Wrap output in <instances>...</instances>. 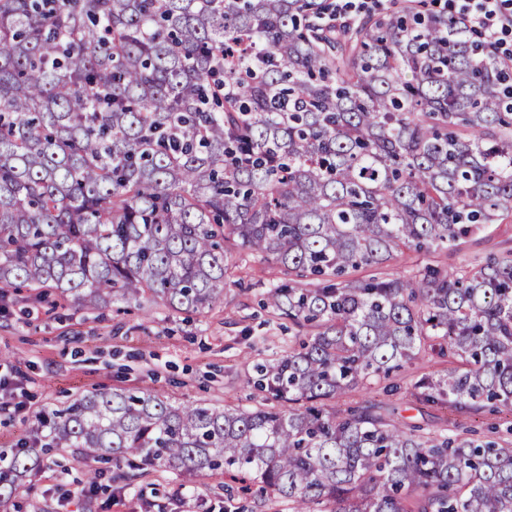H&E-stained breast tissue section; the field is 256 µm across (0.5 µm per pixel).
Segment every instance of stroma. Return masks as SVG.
<instances>
[{"mask_svg": "<svg viewBox=\"0 0 512 512\" xmlns=\"http://www.w3.org/2000/svg\"><path fill=\"white\" fill-rule=\"evenodd\" d=\"M485 236L472 251H407L395 266L455 268L474 252L483 258L501 253L512 248V219L488 225ZM283 277L276 265L246 259L229 278L223 303L203 316L174 312L148 319L137 309L54 308L17 298L9 313H0V375L11 380L0 389V449L28 440L44 408H62L102 389L147 387L177 405H248L246 378L253 362L278 358L297 340V327L262 305L266 288ZM447 368V357L430 353L382 383L336 398L335 406L343 410L370 400L391 418L432 435L453 432L460 424L481 437L493 427L499 437L511 439L512 414L461 415L411 396V382ZM92 465L68 449L53 453L23 479L16 512H288L280 499L226 494L220 476L184 487L162 470L136 493L107 475L89 489L85 474Z\"/></svg>", "mask_w": 512, "mask_h": 512, "instance_id": "obj_1", "label": "stroma"}]
</instances>
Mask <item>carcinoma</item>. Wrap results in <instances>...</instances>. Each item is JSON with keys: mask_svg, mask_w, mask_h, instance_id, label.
Returning <instances> with one entry per match:
<instances>
[{"mask_svg": "<svg viewBox=\"0 0 512 512\" xmlns=\"http://www.w3.org/2000/svg\"><path fill=\"white\" fill-rule=\"evenodd\" d=\"M506 217L512 81L427 0L345 24L325 0H0V309L25 289L202 314L245 254L310 328L256 364L255 406L114 389L44 410L0 452V512L61 448L128 483L247 479L290 512H512V442L327 408L436 350L415 399L512 413V249L390 271Z\"/></svg>", "mask_w": 512, "mask_h": 512, "instance_id": "carcinoma-1", "label": "carcinoma"}]
</instances>
